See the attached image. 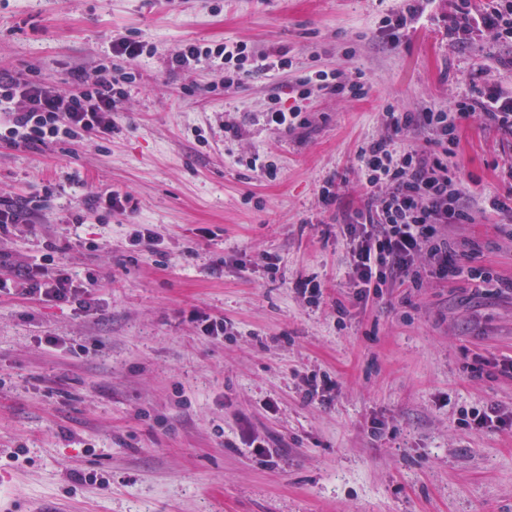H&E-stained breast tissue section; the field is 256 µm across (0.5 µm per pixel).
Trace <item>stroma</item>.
<instances>
[{
  "instance_id": "obj_1",
  "label": "stroma",
  "mask_w": 512,
  "mask_h": 512,
  "mask_svg": "<svg viewBox=\"0 0 512 512\" xmlns=\"http://www.w3.org/2000/svg\"><path fill=\"white\" fill-rule=\"evenodd\" d=\"M402 7L0 0V73L65 92L112 68L116 38L151 49L110 138L0 142V201L24 215L0 236V273L53 241L56 268L97 281L90 310L0 290V512H512V429L459 422L484 404L512 415V378L497 369L512 359V212L448 229L476 245L498 293L452 276L336 313L353 293L338 227L361 201L357 152L385 112L446 110L476 83L512 91V45L481 33L450 46L454 0H430L394 44L381 22ZM224 41L291 64L230 91L206 62L168 65L184 44ZM320 70L363 80L365 94L315 87L309 124L267 126L275 97ZM458 137L471 204L511 191L512 136L470 117ZM253 153L276 177L247 166ZM105 190L133 209L89 208ZM143 227L157 246L133 245ZM312 276L316 305L295 289ZM193 310L224 319V335H203ZM314 373L337 381L331 406L306 400ZM250 436L278 449L273 462L242 453Z\"/></svg>"
}]
</instances>
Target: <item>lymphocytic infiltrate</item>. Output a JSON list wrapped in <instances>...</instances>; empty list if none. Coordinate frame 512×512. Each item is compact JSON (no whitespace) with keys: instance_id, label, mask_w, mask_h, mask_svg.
<instances>
[{"instance_id":"obj_1","label":"lymphocytic infiltrate","mask_w":512,"mask_h":512,"mask_svg":"<svg viewBox=\"0 0 512 512\" xmlns=\"http://www.w3.org/2000/svg\"><path fill=\"white\" fill-rule=\"evenodd\" d=\"M495 33L512 42V0H492L480 14L472 13L469 0H457L448 30L454 45L467 44L472 34ZM233 69L225 87L245 77L270 75L283 69L284 60L258 54L241 41L212 47L189 43L168 60L181 68L194 62ZM133 72L100 68L79 76L66 94L53 87L0 75V141L14 148L40 146L88 135L111 136L112 114L126 97ZM475 116L487 126L512 136V94L494 88L477 90L446 111H388L385 133L358 153L366 198L340 233L350 254L352 300L361 304L383 289L421 288L425 279L447 278L454 257L469 256V241L452 242L444 234L448 224H470L475 217L467 202L466 187L454 162L461 119ZM428 130L426 148L397 153L394 140L414 129ZM23 294L59 303L83 301L88 290L74 285L69 275L48 273L46 268L24 271Z\"/></svg>"}]
</instances>
